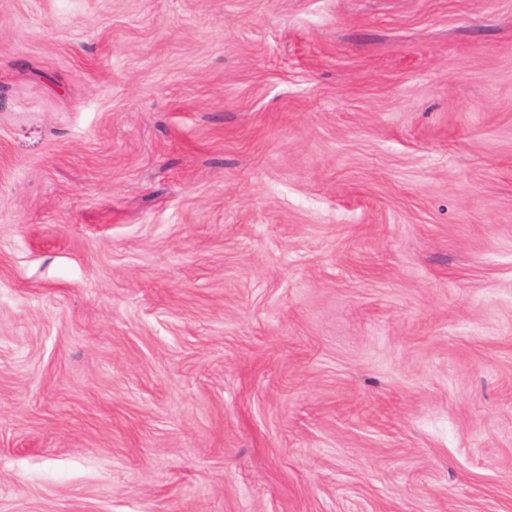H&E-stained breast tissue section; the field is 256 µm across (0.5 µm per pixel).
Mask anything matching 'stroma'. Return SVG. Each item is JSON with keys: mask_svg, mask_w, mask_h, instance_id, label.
<instances>
[{"mask_svg": "<svg viewBox=\"0 0 512 512\" xmlns=\"http://www.w3.org/2000/svg\"><path fill=\"white\" fill-rule=\"evenodd\" d=\"M0 512H512V0H0Z\"/></svg>", "mask_w": 512, "mask_h": 512, "instance_id": "35a3bbf8", "label": "stroma"}]
</instances>
